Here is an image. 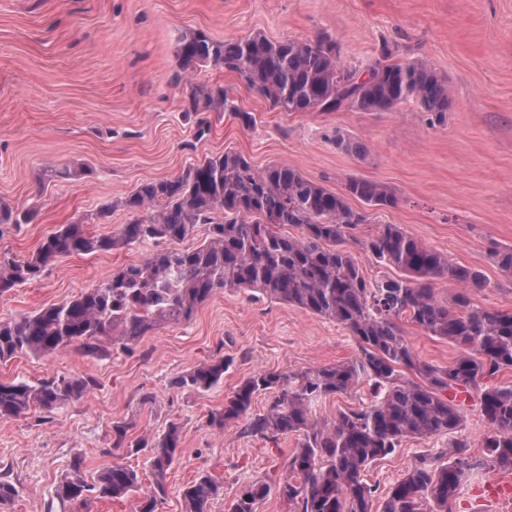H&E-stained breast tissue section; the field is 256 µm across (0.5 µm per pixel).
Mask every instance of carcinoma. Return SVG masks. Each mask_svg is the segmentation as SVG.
Here are the masks:
<instances>
[{"instance_id":"1","label":"carcinoma","mask_w":512,"mask_h":512,"mask_svg":"<svg viewBox=\"0 0 512 512\" xmlns=\"http://www.w3.org/2000/svg\"><path fill=\"white\" fill-rule=\"evenodd\" d=\"M177 79L197 69L220 66L282 112H389L415 102L430 121L443 122L453 104L445 77L424 58L394 60L385 44L365 70L348 67L325 37L276 41L262 32L218 40L204 30L183 34L175 46ZM228 107L218 84L187 83L183 110L217 112ZM341 152L362 157L364 143L340 132ZM354 197L370 207H392L385 185L350 178L334 192L299 170L272 164L259 171L241 154L227 151L205 158L181 174L140 184L121 206L130 214L117 232L92 235L80 221L63 224L23 261L0 260V295L41 278L67 256L110 253L146 240L182 241L200 224L204 241L185 249L154 251L141 262L120 266L100 284L69 300L20 318L0 320V361L18 355L51 356L72 346L88 355L106 345L127 346L162 325H180L219 291L248 289L257 297L292 304L331 320L355 338L359 354L334 366L259 371L248 376L213 412L209 425L222 430L244 420L248 429L272 439L296 436L288 458L293 481L275 487L264 481L244 485L225 512H256L271 493L292 512H372L377 487L364 480L369 466L406 441L449 433L465 416L454 391H477L486 423L485 458L467 455L462 441L422 452L385 494L381 512H450L463 477L471 470L512 471V385L484 380L512 370V312L479 308L474 291L489 286L484 276L433 250L396 224H380L358 236L368 216L353 208ZM150 215L144 217L142 212ZM32 210L0 204V224H30ZM300 229L297 235L282 230ZM359 248L396 275L365 278L352 253ZM500 271L512 276V246L491 248ZM457 287L450 299L441 285ZM410 321L429 336L448 341L461 354L446 366L419 360L399 325ZM224 359L199 364L173 381L176 388L207 391L221 383ZM413 372L420 381L405 377ZM365 384L369 401L339 412L328 422L312 418L320 399ZM83 377L35 382H0V420L16 419L32 408L53 411L87 395ZM278 393L266 414L252 412L255 397ZM178 424L133 451H146L150 485L141 474L114 462L87 482L80 462L56 489L64 502L123 499L143 493L138 512H156L169 492L168 472L181 454ZM185 512H213L224 487L201 474L181 493Z\"/></svg>"}]
</instances>
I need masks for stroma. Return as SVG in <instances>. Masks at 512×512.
Listing matches in <instances>:
<instances>
[{
    "label": "stroma",
    "instance_id": "obj_1",
    "mask_svg": "<svg viewBox=\"0 0 512 512\" xmlns=\"http://www.w3.org/2000/svg\"><path fill=\"white\" fill-rule=\"evenodd\" d=\"M194 29L221 40L258 31L273 40L323 36L361 68L387 43L399 58L428 60L447 79L454 106L433 125L411 102L375 114L288 113L210 66L196 81L224 86L231 109L208 113L210 131L200 138L197 117L181 111L185 86L173 79L174 46ZM240 110L252 114L250 126L237 118ZM336 129L360 137L365 156L337 150L328 138ZM227 151L259 170L288 165L336 192L351 177L387 185L397 204L369 210L363 233L399 225L482 273L490 286L473 293L475 306L512 312V277L490 254L492 245H512V0H0V203L37 212L29 224H0V258L26 259L76 221L94 235L116 232L129 218L120 202L139 184ZM77 164L88 167L86 176L42 178L47 166ZM105 204L113 210L102 220ZM169 246L157 240L62 258L39 280L0 295V319L63 303ZM401 327L418 359L445 366L457 358L455 345L410 322ZM357 352L341 325L238 290L218 292L188 323L157 328L125 348L0 361L2 382L80 376L92 384L85 398L54 411L0 420V478L18 489L0 512H137L135 496L85 504L56 497L76 461L88 479L117 461L146 470L145 454L118 446L116 420L126 422L128 442L172 422L181 427L182 453L156 512H184L180 489L205 472L223 483L225 501L249 482L285 481L295 437L272 441L248 433L241 420L219 431L210 414L254 372L328 366ZM218 358L229 365L218 387H173L175 377ZM465 411L461 429L403 443L369 468L367 482L386 492L419 452L454 441L482 457L486 424L477 398ZM496 483L512 484V473L467 474L453 512H512V499L488 494Z\"/></svg>",
    "mask_w": 512,
    "mask_h": 512
}]
</instances>
